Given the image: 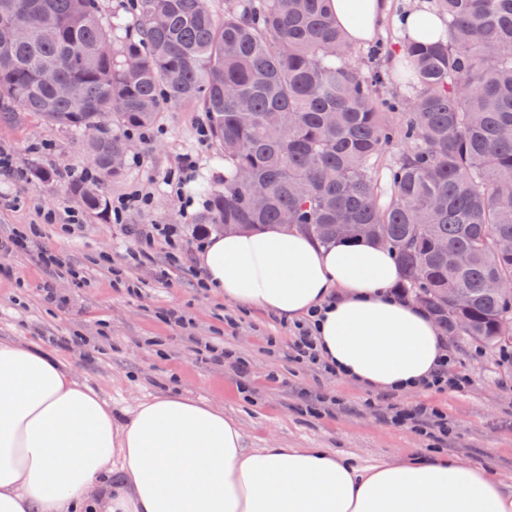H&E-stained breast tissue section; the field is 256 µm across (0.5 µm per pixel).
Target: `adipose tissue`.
Instances as JSON below:
<instances>
[{
    "label": "adipose tissue",
    "instance_id": "obj_1",
    "mask_svg": "<svg viewBox=\"0 0 512 512\" xmlns=\"http://www.w3.org/2000/svg\"><path fill=\"white\" fill-rule=\"evenodd\" d=\"M334 0L351 42L373 40L389 0ZM208 287L294 320L318 308L322 357L365 388L411 391L447 350L434 319L394 298L393 253L372 240L324 246L275 224L209 238ZM0 512H512L487 469L418 453L361 466L327 448H251L205 401L163 394L126 419L51 352L0 342Z\"/></svg>",
    "mask_w": 512,
    "mask_h": 512
}]
</instances>
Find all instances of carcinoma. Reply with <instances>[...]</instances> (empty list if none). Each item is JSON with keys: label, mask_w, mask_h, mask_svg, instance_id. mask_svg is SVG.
<instances>
[{"label": "carcinoma", "mask_w": 512, "mask_h": 512, "mask_svg": "<svg viewBox=\"0 0 512 512\" xmlns=\"http://www.w3.org/2000/svg\"><path fill=\"white\" fill-rule=\"evenodd\" d=\"M447 34L404 36L397 68L364 70L333 0H0V109L87 132L104 179L162 105H197L224 160L206 224H288L323 244L372 239L399 288L450 336L512 341V0H437ZM415 86L377 98L392 77ZM96 183L68 192L108 214Z\"/></svg>", "instance_id": "cac0c4a2"}]
</instances>
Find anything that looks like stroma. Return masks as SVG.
Instances as JSON below:
<instances>
[{
    "mask_svg": "<svg viewBox=\"0 0 512 512\" xmlns=\"http://www.w3.org/2000/svg\"><path fill=\"white\" fill-rule=\"evenodd\" d=\"M434 0H391L376 42L386 50L372 55V45H355L361 65L390 69V47L402 38L403 12L433 8ZM375 42V43H376ZM204 115L193 105L163 107L148 129L149 142L132 139V158L123 175L103 185L106 199L134 192L153 198L149 210L131 212L125 223L84 212L83 222L67 227L68 208L77 200L65 189L71 172L80 170L82 133L48 125L22 112L0 118V152L8 153L15 174L0 181L11 198L0 207V235L31 224L41 227L34 250L0 254V342L35 344L53 352L76 375L118 406H129L158 394L173 393L222 408L241 427L252 447L330 448L359 463H374L414 449L437 450L491 470L512 486V359L467 337L448 339L455 360L449 374L467 378L460 392L416 391L394 396L409 407L426 402L447 414L452 429L436 443L413 429L383 419L376 394L342 377L299 363L290 356L292 322L258 308L239 309L209 289L198 287L185 269H165L162 245L151 246L154 263L128 265L127 250L136 241L134 224H181L193 232L207 215L203 196L186 202L171 193L167 174L183 155L195 156L194 180L219 183L213 142L202 143L197 128ZM54 174L52 183L35 184L34 167ZM56 211L46 224L41 212ZM57 252L65 266L49 272L37 251ZM140 284L132 294L125 281ZM52 282L65 305L48 301L42 290ZM176 308L186 319L177 326L165 318ZM84 336L102 340L105 352L50 344V337ZM219 344L246 364H217L201 359L198 345Z\"/></svg>",
    "mask_w": 512,
    "mask_h": 512,
    "instance_id": "stroma-1",
    "label": "stroma"
}]
</instances>
